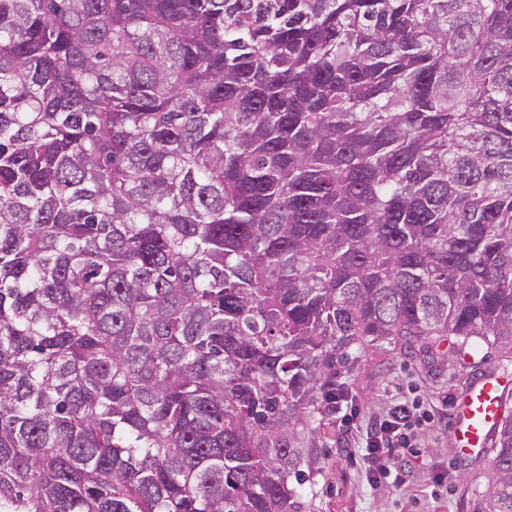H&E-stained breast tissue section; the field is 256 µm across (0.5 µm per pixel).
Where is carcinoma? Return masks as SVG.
<instances>
[{
    "label": "carcinoma",
    "instance_id": "carcinoma-1",
    "mask_svg": "<svg viewBox=\"0 0 512 512\" xmlns=\"http://www.w3.org/2000/svg\"><path fill=\"white\" fill-rule=\"evenodd\" d=\"M390 338L512 353V0H0V512H299Z\"/></svg>",
    "mask_w": 512,
    "mask_h": 512
}]
</instances>
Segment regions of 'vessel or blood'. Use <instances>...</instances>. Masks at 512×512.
Returning a JSON list of instances; mask_svg holds the SVG:
<instances>
[{
    "label": "vessel or blood",
    "mask_w": 512,
    "mask_h": 512,
    "mask_svg": "<svg viewBox=\"0 0 512 512\" xmlns=\"http://www.w3.org/2000/svg\"><path fill=\"white\" fill-rule=\"evenodd\" d=\"M512 373L494 371L473 382L457 402L452 429L461 456L485 452L503 410V394Z\"/></svg>",
    "instance_id": "obj_1"
}]
</instances>
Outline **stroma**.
<instances>
[{
    "label": "stroma",
    "mask_w": 512,
    "mask_h": 512,
    "mask_svg": "<svg viewBox=\"0 0 512 512\" xmlns=\"http://www.w3.org/2000/svg\"><path fill=\"white\" fill-rule=\"evenodd\" d=\"M502 369L512 372V358L480 341L455 352L443 345L428 352L406 349L391 340L352 351L349 366L336 376L345 413L319 402L304 427L300 512H477L494 455L460 458L450 425L465 388ZM402 397L426 414L418 444L393 478L372 481L363 447Z\"/></svg>",
    "instance_id": "obj_1"
}]
</instances>
